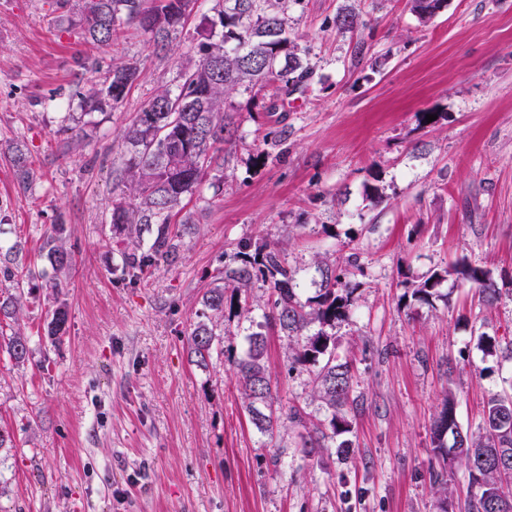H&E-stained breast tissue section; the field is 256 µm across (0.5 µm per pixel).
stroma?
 I'll return each instance as SVG.
<instances>
[{"label":"stroma","instance_id":"obj_1","mask_svg":"<svg viewBox=\"0 0 512 512\" xmlns=\"http://www.w3.org/2000/svg\"><path fill=\"white\" fill-rule=\"evenodd\" d=\"M214 6L197 0L160 49L133 28L113 46L85 41L55 0H0V243H21L32 270L21 322L0 321L32 349L22 363L0 351V428L13 439L0 448V512H463V464L447 469L446 504L430 482L431 427L450 392L461 430L478 435L488 400L512 391V361L477 346L512 336V0H448L425 24L407 0H290L311 78L273 112L243 92L228 99L220 186L203 183L184 202L189 223L170 225L176 261L136 275L111 223L120 135L199 63ZM341 11L358 17L354 32H337ZM121 61L139 67L123 103L82 115L80 95ZM269 141L283 152L259 162ZM18 148L36 174L27 191ZM56 224L72 264L55 346L41 273ZM244 241L281 249L300 298L324 263L356 283L329 329L352 373L351 432L329 435L318 368L297 363L276 327L265 334L278 424H253L236 364L268 310L262 282L241 290L244 313L214 322L223 355L193 362L202 296ZM460 261L490 272L494 305L452 279L432 302L406 297V284Z\"/></svg>","mask_w":512,"mask_h":512}]
</instances>
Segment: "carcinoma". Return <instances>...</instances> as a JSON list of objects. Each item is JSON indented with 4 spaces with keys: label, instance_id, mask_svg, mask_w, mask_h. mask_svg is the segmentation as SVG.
Here are the masks:
<instances>
[{
    "label": "carcinoma",
    "instance_id": "carcinoma-1",
    "mask_svg": "<svg viewBox=\"0 0 512 512\" xmlns=\"http://www.w3.org/2000/svg\"><path fill=\"white\" fill-rule=\"evenodd\" d=\"M218 8L210 19V37L200 42L199 64L181 74L176 90H158L132 123L125 128V147L121 166L116 170L122 197L112 206L114 226L156 224L157 235L146 249L135 243L123 252L125 267L144 272L162 263L176 260L179 242L169 236L167 225L182 210V203L207 177L222 181L214 173L221 168L211 154L230 133L225 107L232 94L241 90L270 102L284 100L310 76L303 66L302 48L288 31V0H217ZM446 0H410V10L422 22L428 21L445 6ZM195 0H78L70 26L80 29L82 37L102 44L115 41L118 30L135 26L163 45L184 28ZM137 78V67L130 63L113 66L104 81L91 86L81 97L88 111L104 103L121 104ZM19 184L26 189L35 180V172L21 149L13 156ZM43 249L52 269L46 287L58 290L60 274L71 265V255L62 238L47 235ZM241 264L224 272V284L208 289L202 304L214 317L224 310L239 308L238 290L260 280L272 290L274 300L264 315L265 325L274 324L284 335L296 339L295 361L316 363L324 360L314 381V394L333 409L329 425L333 435L351 430L343 408L348 405L351 388L349 366L333 357L334 338L325 327L344 318L351 305L355 285L346 274L328 268L323 273L317 294L301 301L296 288L295 271L290 269L279 248L271 245L241 244ZM20 243L10 246L0 258V284L12 285L16 294L0 299V316L17 319L19 300L24 294L25 274L18 263ZM454 276L475 288L490 305L499 291L489 271L465 261L450 268L434 269L411 285L412 298L430 301L439 296V288ZM232 288L231 295L226 289ZM67 312L63 306L53 311L48 334L61 340L65 334ZM317 323L320 329L307 336L306 329ZM220 340L213 328L200 321L190 336V354L194 362L206 367ZM512 347V338L504 342L483 334L478 348L486 355L498 354L502 346ZM0 349L18 362L30 352L29 338L16 331L3 338ZM242 398L252 409L257 429L273 427V416L253 408L256 401L271 399V382L266 365V335L255 331L248 336V349L237 362ZM512 425V395L497 394L487 403L483 433L471 437L460 430L453 395H448L434 421L432 442L443 465L463 463L474 488L465 504V512H512V453L502 449L501 432Z\"/></svg>",
    "mask_w": 512,
    "mask_h": 512
}]
</instances>
